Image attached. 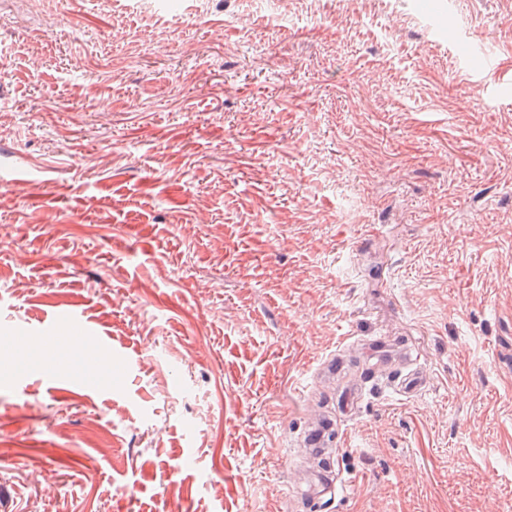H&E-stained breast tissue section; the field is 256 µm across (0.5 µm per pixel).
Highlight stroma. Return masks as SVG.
<instances>
[{
    "label": "stroma",
    "instance_id": "stroma-1",
    "mask_svg": "<svg viewBox=\"0 0 512 512\" xmlns=\"http://www.w3.org/2000/svg\"><path fill=\"white\" fill-rule=\"evenodd\" d=\"M278 12L0 0V512H512V0Z\"/></svg>",
    "mask_w": 512,
    "mask_h": 512
}]
</instances>
